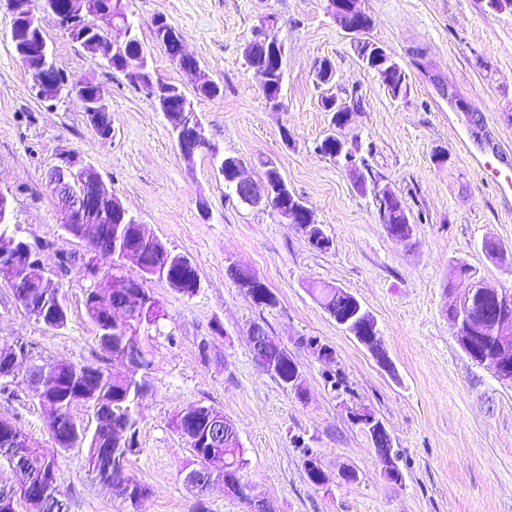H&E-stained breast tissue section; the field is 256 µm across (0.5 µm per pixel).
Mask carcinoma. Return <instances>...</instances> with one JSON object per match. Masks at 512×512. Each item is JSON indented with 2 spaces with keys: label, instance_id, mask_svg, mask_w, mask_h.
Instances as JSON below:
<instances>
[{
  "label": "carcinoma",
  "instance_id": "obj_1",
  "mask_svg": "<svg viewBox=\"0 0 512 512\" xmlns=\"http://www.w3.org/2000/svg\"><path fill=\"white\" fill-rule=\"evenodd\" d=\"M391 97L406 98L410 93L409 77L401 63L394 65L392 85L387 87ZM323 155L336 158L343 150L352 156L354 152L345 148L342 139L334 133L327 134L317 145ZM382 224L389 237L398 233L411 235L415 222L408 208L398 209L386 201H376ZM82 236L105 245L112 255L119 254V248L112 246L114 224H83ZM168 251L157 242L148 246L145 254V272L142 280L150 276L165 279L189 281L198 276L196 267L185 256L169 261ZM230 277L238 287L259 283L257 273L247 268H232ZM13 295L19 305L38 322L49 329H61L67 325L68 316H57L63 299L60 295L46 294L42 288H15ZM322 305L329 313L344 311L355 296L338 288H323L320 291ZM142 304L145 312L131 320L123 328L115 330L104 316L112 306V294L105 288L95 290L92 297L85 298L86 312L95 324L98 340L102 348L112 358L124 361L133 344H138L141 356L134 361L135 369L128 371L126 378L117 380L107 369L87 370L74 362L61 359L48 364V370L30 379L34 396L45 404L54 401V412L47 420L48 435L59 448L68 450L77 444L87 448V464L112 495L121 499L137 512L140 502L148 495V487L132 475L118 479L125 472L129 457L137 452L136 448V408L138 400L147 388L146 373L150 370L152 350L140 336L141 327L158 317L153 310L155 299L149 289H143ZM470 314L475 319L477 354L471 360L477 364L491 366L495 360V349L502 336L512 337V304L502 307L481 296L472 298ZM268 354L277 359L279 369L276 379L283 387H288V376L296 370L294 360L288 351L275 340H269ZM81 401L92 409L96 420L93 430H88L74 420L73 402ZM216 409L208 406H189L184 409L183 417L176 420V427L200 429ZM6 462L16 473V482L0 487V512H68L67 502L58 482V467L53 459H48L40 451L38 442H31L25 454L17 455L11 448L0 447V462ZM246 465L241 448H221L218 465L210 469L212 481L243 485L241 471Z\"/></svg>",
  "mask_w": 512,
  "mask_h": 512
}]
</instances>
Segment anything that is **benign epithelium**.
I'll use <instances>...</instances> for the list:
<instances>
[{
	"mask_svg": "<svg viewBox=\"0 0 512 512\" xmlns=\"http://www.w3.org/2000/svg\"><path fill=\"white\" fill-rule=\"evenodd\" d=\"M328 11L339 22L344 31L354 39L356 51L362 55L365 52L364 40L360 37L362 27L356 24V20H365L369 15L362 9L361 0H327ZM4 6L11 16L9 37L15 47V54L23 67H28L30 60L39 58L43 61L39 73L36 75V83L41 90L50 91V98L55 100L75 98L79 100L87 116L88 123L93 132L100 138H109L112 135L110 114L112 106L109 92L104 87L93 96L86 91L87 80L56 78L57 66L48 60L47 44L37 41L31 45L29 51L18 50L19 31L16 19L23 13L36 9L38 12L56 18L60 27L71 38L78 39L80 46L87 52L108 60L111 56L125 50L132 40V26L127 23H117L112 18V9L93 8L89 0H78L70 10L60 12L56 8L54 0H37L35 3L29 0H4ZM92 18V27L96 32L93 40H83L79 34L83 29L80 20ZM116 30L123 34L117 38L111 35ZM155 40L159 43L170 40L183 41L181 32L166 19H159L154 25ZM251 41L262 42L276 51L278 59H283L285 49L277 36L267 28H258L253 32ZM179 71L193 78L194 86L203 83H211L212 79L205 73L195 57L186 51H181V56L175 60ZM123 73L134 83L147 90L148 98L155 109L167 113L172 107H177L181 112L189 111L191 100L184 96L177 102H170L165 98V92L161 86L146 75L145 55L143 52L130 56L126 60ZM172 134L176 145L186 160H191L198 153L206 152L216 159H224L220 149L213 144L205 134V128L200 117L188 120L172 127ZM233 178L230 184L235 196L249 205L273 206V203L283 196L291 197L296 202V195L289 192L288 184L282 180L264 179L255 181L245 174L244 163L241 159H233ZM48 184L52 189L59 205L64 209V224H135L137 220L124 208L119 200L106 192L101 178L95 169L85 161L77 151H68L58 158L57 164L52 166L48 175ZM155 242V239L140 231L137 239L127 242L121 247V255L124 260H131L138 266L145 264L144 247ZM104 252L99 245L88 246L82 252L71 255L67 262H58V272L66 273L73 268L79 270L85 280L89 282L88 289L109 288L122 295V301L108 310L112 325L117 326L128 320L130 311L141 307L143 283L133 281L126 277L104 276L97 266V254ZM5 274L17 288H22L25 282L37 277L43 288H55L57 284L48 275L46 269L39 260L32 257V247L25 240L17 237L15 233L3 227L0 229V274ZM474 289H467V293L449 306V311L457 314L456 323L460 324L469 318L468 306ZM356 311L353 318L338 319L336 323L351 335H356L353 321L360 320L367 328L369 336L362 340V344L373 348L378 352L381 349L377 322L372 313L367 310L360 301H355ZM251 349L255 360L267 371H274L275 362L267 356L269 333L266 327L255 322L249 331ZM496 358L499 366L495 368L497 378L512 384V342L502 339L497 346ZM354 419L363 432L370 437L374 445L383 448L380 457L385 466L387 476L401 482L396 466L393 463L392 439L383 423L370 411L363 409L357 412ZM230 422L222 415L211 416L207 433V443L216 447L221 439L231 440L229 429Z\"/></svg>",
	"mask_w": 512,
	"mask_h": 512,
	"instance_id": "benign-epithelium-1",
	"label": "benign epithelium"
}]
</instances>
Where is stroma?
I'll use <instances>...</instances> for the list:
<instances>
[{"mask_svg": "<svg viewBox=\"0 0 512 512\" xmlns=\"http://www.w3.org/2000/svg\"><path fill=\"white\" fill-rule=\"evenodd\" d=\"M156 76L191 90L153 39L165 16L223 95L195 109L208 138L243 160L262 179L273 161L289 188L310 208L331 244L318 249L298 225L272 210L236 200L216 161H185L163 113L124 73L70 41L51 17L42 26L57 67L105 86L112 136L98 138L75 99L40 98L6 36L0 11V191L12 203L17 233L43 266L82 250L57 220L49 169L67 150L80 152L112 193L169 251L189 258L201 288L177 292L166 279L145 283L162 315L141 330L153 350L148 390L139 401L137 446L128 468L148 485L138 512H247L223 485L197 495L185 483L194 456L175 429L191 405L220 410L238 430L247 461L242 480L273 512H512V386L460 348L447 308L464 294L456 263L485 284L512 290V202L487 185L458 142L473 150L489 142L512 149V6L489 0H363L369 39L404 66L411 91L390 97L359 63L353 40L327 11V0H122ZM279 19L286 47L280 106L271 109L259 78L242 65L246 41L261 16ZM331 59L335 92L354 98L349 123L334 129L318 102L311 69ZM337 132L359 146L366 178L407 204L415 223L408 243L390 238L372 190L360 189L343 165L320 154ZM494 242L490 257L485 242ZM254 269L278 303L255 306L229 269ZM68 322L51 330L25 313L0 281V347L24 346L29 363L68 358L89 368H123L97 340L84 308L88 286L78 271L58 275ZM355 296L375 317L388 364L376 358L325 310L319 289ZM266 325L298 363L304 396L283 389L255 361L247 332ZM334 352L322 360L309 338ZM366 407L393 441L401 484L386 477L377 450L351 409ZM39 441L59 466L68 512H129L91 473L87 448H56L47 408L24 375L0 392V419ZM316 457L329 476L313 484L305 469ZM354 480H345V471Z\"/></svg>", "mask_w": 512, "mask_h": 512, "instance_id": "obj_1", "label": "stroma"}]
</instances>
